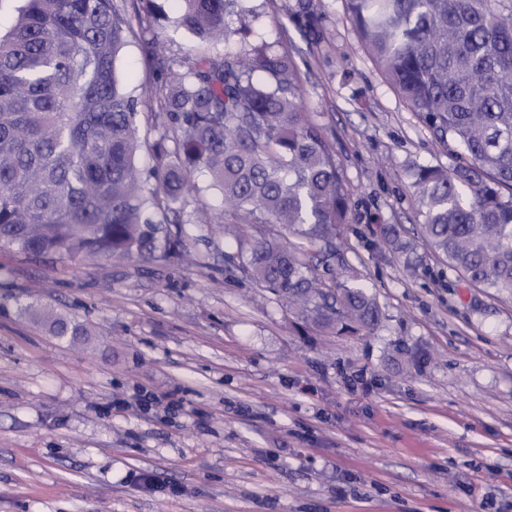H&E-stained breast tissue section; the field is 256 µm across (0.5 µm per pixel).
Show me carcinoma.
Returning a JSON list of instances; mask_svg holds the SVG:
<instances>
[{
    "label": "carcinoma",
    "mask_w": 512,
    "mask_h": 512,
    "mask_svg": "<svg viewBox=\"0 0 512 512\" xmlns=\"http://www.w3.org/2000/svg\"><path fill=\"white\" fill-rule=\"evenodd\" d=\"M171 2L184 28L224 53H201L156 87L168 124L152 143L117 73L132 27L112 0H23L0 33V247L69 260L174 251L180 240L158 216L182 210L188 176L202 171L233 210L230 266L324 333L372 330L381 311L365 288L313 273L307 245L340 236L351 189L303 111L294 57L267 42L247 55L231 47L248 34L232 22L243 0ZM345 2L365 53L456 156L414 174L424 241L511 296L512 0ZM290 18L320 36L307 0ZM25 311L56 336L83 332L51 308Z\"/></svg>",
    "instance_id": "obj_1"
}]
</instances>
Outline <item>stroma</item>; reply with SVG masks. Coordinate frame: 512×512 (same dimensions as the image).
I'll list each match as a JSON object with an SVG mask.
<instances>
[{
    "instance_id": "obj_1",
    "label": "stroma",
    "mask_w": 512,
    "mask_h": 512,
    "mask_svg": "<svg viewBox=\"0 0 512 512\" xmlns=\"http://www.w3.org/2000/svg\"><path fill=\"white\" fill-rule=\"evenodd\" d=\"M113 3L135 31L119 73L154 140L148 43L178 73L224 46L180 26L169 0ZM296 3L249 0L234 48L267 41L296 60L353 191L328 267L373 295L377 327L304 326L229 269L236 240L194 221L222 211L202 173L168 225L180 253L0 247V512H512V298L423 242L413 173L453 159L365 54L344 0H314L316 44L287 19ZM30 304L87 335H53Z\"/></svg>"
}]
</instances>
